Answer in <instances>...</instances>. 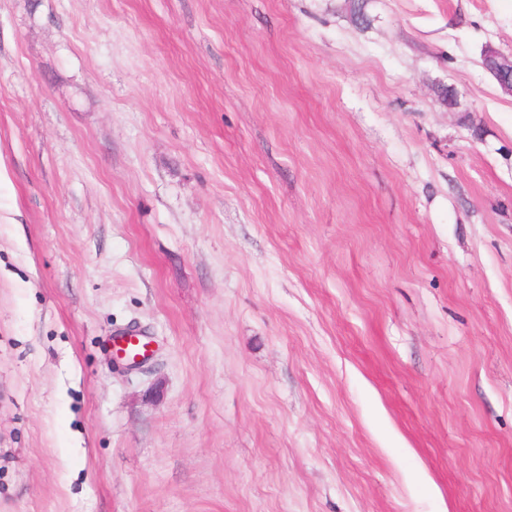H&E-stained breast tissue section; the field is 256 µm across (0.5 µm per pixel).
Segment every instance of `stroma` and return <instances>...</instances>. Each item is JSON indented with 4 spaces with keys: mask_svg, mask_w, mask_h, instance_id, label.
Returning a JSON list of instances; mask_svg holds the SVG:
<instances>
[{
    "mask_svg": "<svg viewBox=\"0 0 512 512\" xmlns=\"http://www.w3.org/2000/svg\"><path fill=\"white\" fill-rule=\"evenodd\" d=\"M488 44L512 0H0V512H512ZM112 344L114 348L117 347L119 351H123L135 359L137 356L145 357L147 355L149 341L146 340V336L140 328L130 326L114 335Z\"/></svg>",
    "mask_w": 512,
    "mask_h": 512,
    "instance_id": "1",
    "label": "stroma"
}]
</instances>
